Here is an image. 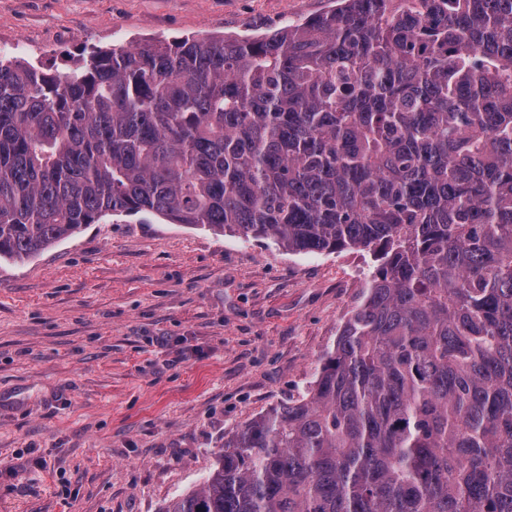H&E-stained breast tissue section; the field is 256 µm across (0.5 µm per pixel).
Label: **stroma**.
<instances>
[{"instance_id": "35a3bbf8", "label": "stroma", "mask_w": 512, "mask_h": 512, "mask_svg": "<svg viewBox=\"0 0 512 512\" xmlns=\"http://www.w3.org/2000/svg\"><path fill=\"white\" fill-rule=\"evenodd\" d=\"M331 0H0V59L264 33ZM373 269L159 216L0 260V512H159L303 393ZM25 465L26 485L12 467Z\"/></svg>"}]
</instances>
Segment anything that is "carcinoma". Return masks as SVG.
<instances>
[{"instance_id": "obj_1", "label": "carcinoma", "mask_w": 512, "mask_h": 512, "mask_svg": "<svg viewBox=\"0 0 512 512\" xmlns=\"http://www.w3.org/2000/svg\"><path fill=\"white\" fill-rule=\"evenodd\" d=\"M143 212L375 258L303 394L162 512H512V0L0 60V260Z\"/></svg>"}]
</instances>
